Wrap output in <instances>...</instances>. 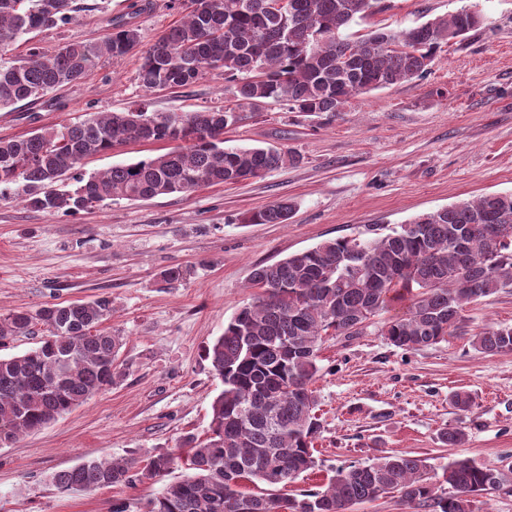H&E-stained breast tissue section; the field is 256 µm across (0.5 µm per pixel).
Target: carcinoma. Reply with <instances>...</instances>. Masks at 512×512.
I'll list each match as a JSON object with an SVG mask.
<instances>
[{
	"label": "carcinoma",
	"mask_w": 512,
	"mask_h": 512,
	"mask_svg": "<svg viewBox=\"0 0 512 512\" xmlns=\"http://www.w3.org/2000/svg\"><path fill=\"white\" fill-rule=\"evenodd\" d=\"M381 2L293 0L286 20L269 14L265 0H201L199 10L186 7L142 56L137 80L147 91L183 88L217 71L235 106L189 114L138 107L0 139V187H21L33 210L75 213L113 197L191 194L293 165L299 157L288 150L224 147V128L239 108L273 101L290 112L332 118L355 95L426 77L444 46L485 21L464 6L405 32L377 28L351 38V24L381 9ZM77 9L74 0H0V57L30 32L68 23ZM139 42L138 29L122 25L102 43L71 41L52 55L32 47L25 58L0 61V109L80 83L101 59L123 57ZM118 136L179 139L183 146L89 176L78 172L83 160L111 152ZM291 211V203L275 202L249 222L285 224ZM248 285L258 289L255 301L206 349L223 384L212 402L209 436L185 437L182 457L170 451L145 459L143 471L151 477L181 461L191 470L149 499L145 512H278L282 500L288 512H348L389 492L426 512H472L474 494L507 489L512 495V468L455 457L433 473L427 459L408 454L340 466L322 490L280 494L318 466L312 384L324 339L360 335L405 297V309L382 325L390 344L414 350L468 335L466 306L512 288V193L461 200L390 229L368 225L356 236L258 264ZM111 316L112 299L104 296L0 315V345L44 328L37 347L0 357V446L43 429L119 381L122 340L101 329ZM470 345L484 355L512 351V325L473 334ZM439 439L460 448L467 434L450 428ZM135 465L91 458L54 472L51 482L61 493L131 485ZM241 478L264 490H244Z\"/></svg>",
	"instance_id": "1"
}]
</instances>
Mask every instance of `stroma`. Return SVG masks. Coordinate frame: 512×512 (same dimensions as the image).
<instances>
[{
  "label": "stroma",
  "mask_w": 512,
  "mask_h": 512,
  "mask_svg": "<svg viewBox=\"0 0 512 512\" xmlns=\"http://www.w3.org/2000/svg\"><path fill=\"white\" fill-rule=\"evenodd\" d=\"M69 24L17 41L11 58L31 46L54 52L69 41L99 42L113 28H138L129 55L101 62L75 85L0 110V137L60 127L99 112L139 104L156 112L191 113L232 104L223 76L176 90L149 92L135 76L140 56L182 13L169 0H81ZM383 11L357 21L359 37L395 31L474 6L488 27L444 47L426 78L353 97L330 120L290 112L276 103L242 107L224 131L228 147L274 146L300 161L234 185L200 188L148 201L112 198L77 213L26 206L21 192L0 194V314L16 309L111 297L104 330L122 339L120 381L42 430L0 447V512H112L126 502L143 512L167 478L64 494L51 475L94 457L144 460L170 451L186 436L205 439L221 380L207 347L255 291L259 263L372 224L412 217L487 193L512 192V0H384ZM167 142L136 143L86 159L83 174L170 150ZM285 200V224H251L248 216ZM179 266L182 280L166 281ZM469 332L512 325V289L471 304ZM374 318L352 338H326L313 384L321 423L313 441L318 467L289 485L292 493L321 489L344 463L381 452L428 458L434 468L464 456L512 465V352L476 353L466 338L405 351L381 334ZM471 394L460 411L453 391ZM463 428V448L444 446L442 431Z\"/></svg>",
  "instance_id": "1"
}]
</instances>
